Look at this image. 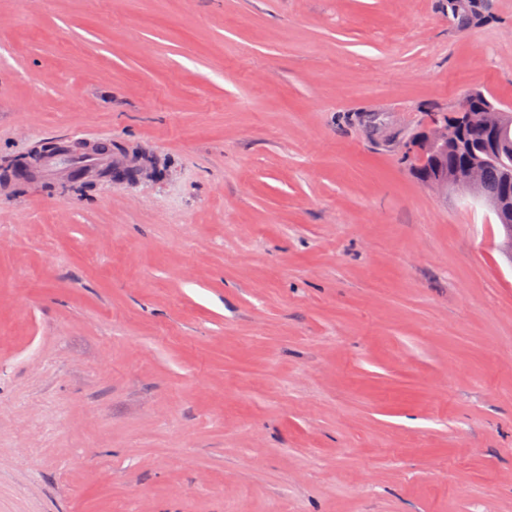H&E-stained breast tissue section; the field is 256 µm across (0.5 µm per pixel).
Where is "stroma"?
Here are the masks:
<instances>
[{
	"mask_svg": "<svg viewBox=\"0 0 512 512\" xmlns=\"http://www.w3.org/2000/svg\"><path fill=\"white\" fill-rule=\"evenodd\" d=\"M478 7L0 0V512H512L506 231L406 149L512 111Z\"/></svg>",
	"mask_w": 512,
	"mask_h": 512,
	"instance_id": "obj_1",
	"label": "stroma"
}]
</instances>
